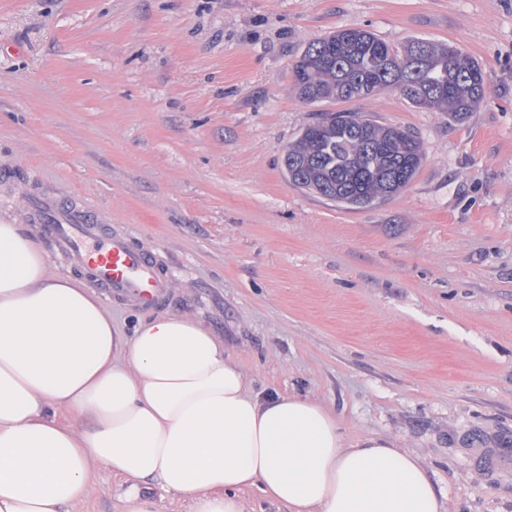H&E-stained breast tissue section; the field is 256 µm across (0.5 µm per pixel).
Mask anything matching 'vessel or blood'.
<instances>
[{
	"label": "vessel or blood",
	"mask_w": 512,
	"mask_h": 512,
	"mask_svg": "<svg viewBox=\"0 0 512 512\" xmlns=\"http://www.w3.org/2000/svg\"><path fill=\"white\" fill-rule=\"evenodd\" d=\"M34 211L51 225L60 248L81 259L97 288L138 306L156 304L165 296L167 280L150 258L130 248L123 237L102 234L92 215L46 200L35 204Z\"/></svg>",
	"instance_id": "obj_1"
}]
</instances>
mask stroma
Returning <instances> with one entry per match:
<instances>
[{
	"instance_id": "1",
	"label": "stroma",
	"mask_w": 512,
	"mask_h": 512,
	"mask_svg": "<svg viewBox=\"0 0 512 512\" xmlns=\"http://www.w3.org/2000/svg\"><path fill=\"white\" fill-rule=\"evenodd\" d=\"M458 45L484 67L462 124L385 90L306 104L291 64L342 27ZM410 129L397 195L302 192L282 150L320 112ZM0 219L86 282L26 204L98 214L166 277L164 301L101 295L123 333L209 329L253 389L333 408L348 439L415 454L447 512H512V0H0ZM96 470L72 512H120Z\"/></svg>"
}]
</instances>
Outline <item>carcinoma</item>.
Wrapping results in <instances>:
<instances>
[{"label": "carcinoma", "instance_id": "1", "mask_svg": "<svg viewBox=\"0 0 512 512\" xmlns=\"http://www.w3.org/2000/svg\"><path fill=\"white\" fill-rule=\"evenodd\" d=\"M293 87L308 103L347 102L391 89L414 106L461 124L486 99L479 62L462 49L423 39L400 46L370 31L339 28L308 43L293 64ZM424 154L407 129L356 112H322L289 143L282 165L296 187L348 208L398 194Z\"/></svg>", "mask_w": 512, "mask_h": 512}]
</instances>
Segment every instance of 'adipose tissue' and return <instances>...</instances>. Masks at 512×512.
I'll use <instances>...</instances> for the list:
<instances>
[{
    "label": "adipose tissue",
    "instance_id": "adipose-tissue-1",
    "mask_svg": "<svg viewBox=\"0 0 512 512\" xmlns=\"http://www.w3.org/2000/svg\"><path fill=\"white\" fill-rule=\"evenodd\" d=\"M99 469L125 481L121 512H159L148 478L189 512H245L249 487L290 512H445L411 452L347 439L310 397H260L186 317L122 335L91 292L48 272L22 225L0 222V512H69Z\"/></svg>",
    "mask_w": 512,
    "mask_h": 512
}]
</instances>
